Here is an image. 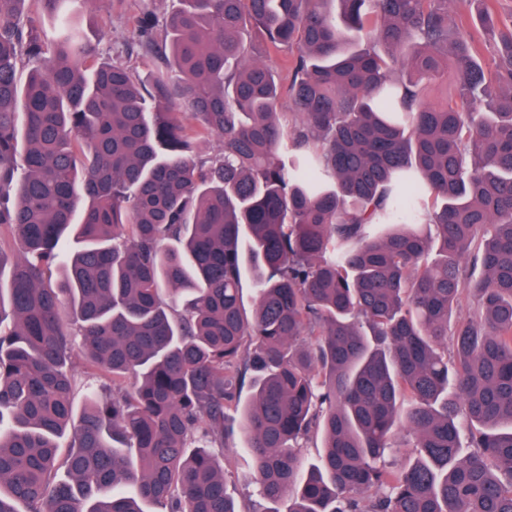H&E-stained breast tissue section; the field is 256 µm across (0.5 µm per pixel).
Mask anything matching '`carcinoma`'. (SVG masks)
I'll return each instance as SVG.
<instances>
[{"instance_id": "carcinoma-1", "label": "carcinoma", "mask_w": 512, "mask_h": 512, "mask_svg": "<svg viewBox=\"0 0 512 512\" xmlns=\"http://www.w3.org/2000/svg\"><path fill=\"white\" fill-rule=\"evenodd\" d=\"M67 2L0 0V512H253L232 410L266 512H512L499 0H179L146 82ZM287 55L286 51L266 47L264 57L262 58L266 63L275 68L278 73L282 86V93L278 104L279 112H292L293 108L292 100L288 96L290 76L288 70L283 67V62ZM224 482L228 493L236 500H258L252 479L251 459L245 449L224 453Z\"/></svg>"}]
</instances>
